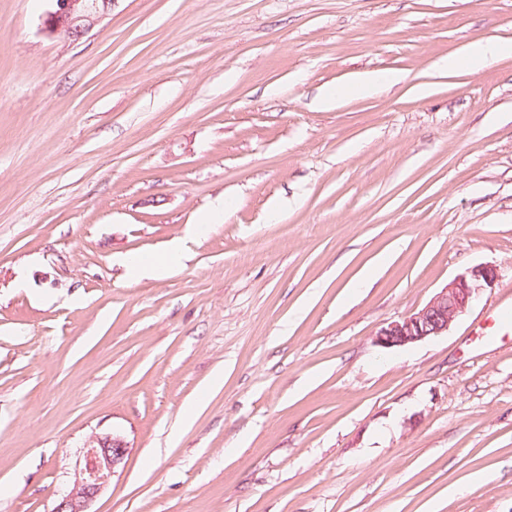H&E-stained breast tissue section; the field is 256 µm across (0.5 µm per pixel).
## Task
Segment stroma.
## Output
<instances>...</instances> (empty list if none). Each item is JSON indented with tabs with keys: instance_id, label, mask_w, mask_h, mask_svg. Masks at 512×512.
Listing matches in <instances>:
<instances>
[{
	"instance_id": "stroma-1",
	"label": "stroma",
	"mask_w": 512,
	"mask_h": 512,
	"mask_svg": "<svg viewBox=\"0 0 512 512\" xmlns=\"http://www.w3.org/2000/svg\"><path fill=\"white\" fill-rule=\"evenodd\" d=\"M49 8L0 0V512L112 434L94 512H512V58L435 67L512 0H114L77 42ZM478 264L447 334L376 345Z\"/></svg>"
}]
</instances>
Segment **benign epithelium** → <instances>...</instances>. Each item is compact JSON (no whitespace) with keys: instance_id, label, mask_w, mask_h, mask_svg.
<instances>
[{"instance_id":"1","label":"benign epithelium","mask_w":512,"mask_h":512,"mask_svg":"<svg viewBox=\"0 0 512 512\" xmlns=\"http://www.w3.org/2000/svg\"><path fill=\"white\" fill-rule=\"evenodd\" d=\"M52 8L43 21V33L71 42L84 38L112 9V0H50ZM497 271L477 265L458 274L421 309L385 323L375 343L385 349L405 347L448 332L451 324L476 299L480 290L491 288ZM128 455L127 443L117 436H99L84 447L82 465L73 487L62 495L52 512H92L91 506L104 492Z\"/></svg>"}]
</instances>
